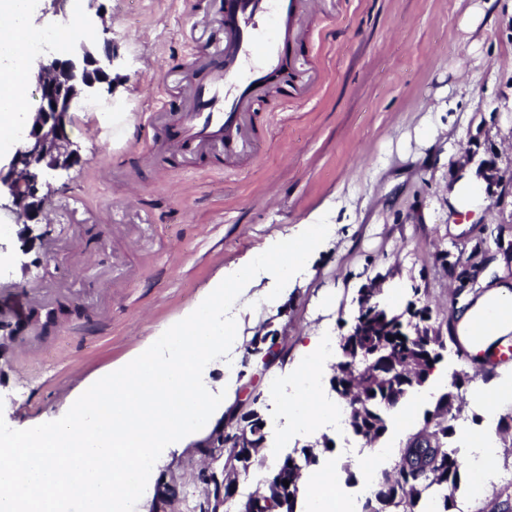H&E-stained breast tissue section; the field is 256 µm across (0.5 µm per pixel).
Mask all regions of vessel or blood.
I'll return each mask as SVG.
<instances>
[{
  "mask_svg": "<svg viewBox=\"0 0 512 512\" xmlns=\"http://www.w3.org/2000/svg\"><path fill=\"white\" fill-rule=\"evenodd\" d=\"M321 0H224V44L216 52L221 63L205 80L193 83L187 112L173 126L163 145L172 159L192 151H244L239 134L249 122V109L259 87L273 74L295 89V73L284 70V59L302 29L303 11H317Z\"/></svg>",
  "mask_w": 512,
  "mask_h": 512,
  "instance_id": "obj_1",
  "label": "vessel or blood"
}]
</instances>
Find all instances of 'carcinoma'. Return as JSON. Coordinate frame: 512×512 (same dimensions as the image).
<instances>
[{
    "label": "carcinoma",
    "instance_id": "obj_1",
    "mask_svg": "<svg viewBox=\"0 0 512 512\" xmlns=\"http://www.w3.org/2000/svg\"><path fill=\"white\" fill-rule=\"evenodd\" d=\"M381 293L382 289H375L370 306L358 311V355L345 358L344 365H336L331 377L333 389L347 391L355 387L363 395L361 410L348 414L346 423L367 447L386 434L387 414L412 390L426 383L448 349L447 342L458 343L453 320L446 323L445 337L442 327L429 323L428 307L411 311V320L405 322L403 314L380 301ZM471 381L473 377L466 371L453 375L450 390L425 416L422 427L406 438L394 467L377 477L361 512H462L456 491L464 467L448 438L454 432L451 421L462 412V407L455 408L453 403ZM239 419L260 431L254 438V447L228 449L245 469L265 443L266 420L256 409L240 414ZM499 440L512 456V416L499 421ZM314 462L316 457L310 450L303 451L301 461L291 454L279 459L267 478L268 490L255 505L257 512H296L303 470ZM285 480L289 481L287 487Z\"/></svg>",
    "mask_w": 512,
    "mask_h": 512
}]
</instances>
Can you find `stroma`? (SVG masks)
<instances>
[{
    "label": "stroma",
    "instance_id": "obj_1",
    "mask_svg": "<svg viewBox=\"0 0 512 512\" xmlns=\"http://www.w3.org/2000/svg\"><path fill=\"white\" fill-rule=\"evenodd\" d=\"M104 21L80 33L94 46L111 41L120 65L112 88L91 95L95 112L73 110L69 137L80 159L49 176L42 223L0 210V316L16 331L0 341V416L10 427L62 417L93 382L152 344L196 306L225 271L241 268L278 236L310 217L331 214L338 228L310 259V272L266 296L257 276L231 314L246 342L285 338L286 359L270 369L236 350L235 371L209 369L213 391L232 376L236 392L256 389L267 441L282 452L313 447L310 472L326 471L336 497L364 502L360 440L328 419L313 430L278 417L313 337L346 335L361 288L399 282L396 312L429 306L433 323L454 309L438 250L459 254L490 224L512 227V183L466 215L448 207L454 168L447 156L512 170V0H323L304 14L301 47L313 81L304 104L261 94L249 127L256 152L231 161L206 158L198 169L148 162L153 140L146 115L164 105L178 113L187 48L181 34L198 15L201 45L224 35L221 0H84ZM457 98L449 109V98ZM433 139H426V131ZM64 304L80 316L49 334L31 332L33 308ZM466 386L453 438L483 428L480 397L512 375V359L478 364ZM193 437L164 449L135 512H151L153 484L176 477L167 512H200L207 501L196 476L203 461ZM512 487V458L500 459L494 493L476 495L462 478V512H490Z\"/></svg>",
    "mask_w": 512,
    "mask_h": 512
}]
</instances>
